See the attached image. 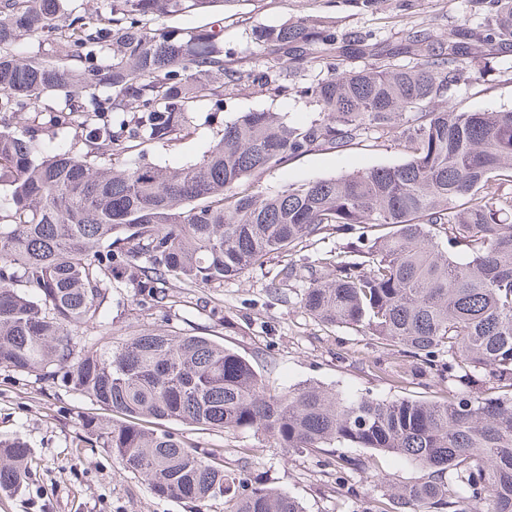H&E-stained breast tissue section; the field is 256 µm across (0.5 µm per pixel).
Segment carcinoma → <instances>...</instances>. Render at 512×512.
<instances>
[{"label":"carcinoma","mask_w":512,"mask_h":512,"mask_svg":"<svg viewBox=\"0 0 512 512\" xmlns=\"http://www.w3.org/2000/svg\"><path fill=\"white\" fill-rule=\"evenodd\" d=\"M224 0H0V365L41 371L112 411L89 417L95 440L150 490L230 512H303L251 484L217 450L151 420L227 433L252 429L283 448L336 445L411 461L427 477L374 512H512V110L460 112L450 87L475 82L469 29L401 31L409 64L377 59L370 33L336 34L324 17L252 25L249 64L224 41V18L170 21ZM487 43L512 47V0H485ZM51 40L63 56L18 54ZM324 68L299 79L288 61ZM288 94L313 106L303 126L269 110L237 113L201 158L128 164L136 149L196 134L194 114L222 112L224 91ZM72 129L73 142L58 131ZM397 143L408 160L266 192L245 179L306 152ZM334 235L301 305L322 322L373 336L399 379L431 374L437 401L350 397L307 384L272 390L251 362L205 336L141 328L113 348L77 352L106 325L112 288L155 301L175 280L222 284L272 253ZM491 384L475 394L477 382ZM30 449L0 440V491L18 488ZM456 489H448L446 474Z\"/></svg>","instance_id":"obj_1"}]
</instances>
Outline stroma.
<instances>
[{
	"label": "stroma",
	"mask_w": 512,
	"mask_h": 512,
	"mask_svg": "<svg viewBox=\"0 0 512 512\" xmlns=\"http://www.w3.org/2000/svg\"><path fill=\"white\" fill-rule=\"evenodd\" d=\"M225 37L242 54L251 46L245 24L278 25L303 16L330 18L337 34L370 32L379 47L395 48L402 22H414L445 34L458 26L484 28L481 0H378L365 11L351 0H229ZM472 58L482 79L454 86L448 102L461 111L512 110V48L497 51L482 40L472 42ZM248 110L284 112L293 124L308 123L311 106L295 98H272L255 91L232 96L225 111L196 115L194 138L169 147L148 149V162L179 167L197 161L225 121ZM407 155L393 142L366 139L351 148L312 150L258 175L266 189L330 178L374 166H395ZM327 237L300 251L275 253L263 265L245 270L223 285L172 287L163 303L142 299L132 288L112 291L108 325L89 332L88 341L108 337L121 345L140 326L166 332L204 335L248 358L273 389L283 391L316 383L349 396L391 400H434L441 386L417 377L397 383L384 345L344 326L316 321L300 307L309 283L305 259L335 249ZM110 418V411L80 397L37 372L0 367V440L22 437L29 445V473L11 493L0 492V512H190L188 506L152 493L141 478L125 472L109 450L79 443L83 419ZM165 429L201 448L224 449L226 466L243 477L278 488L294 497L304 512H366L383 487L365 484L363 471L340 474L332 456L291 452L267 436L247 430L236 434L206 431L179 421ZM351 456L390 475L394 482L423 477L421 468L392 455L354 448Z\"/></svg>",
	"instance_id": "35a3bbf8"
}]
</instances>
